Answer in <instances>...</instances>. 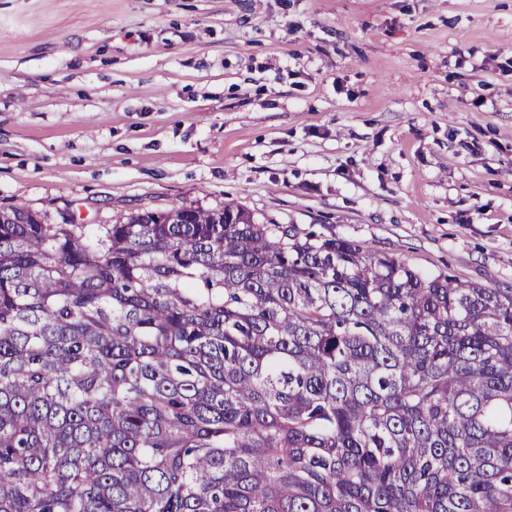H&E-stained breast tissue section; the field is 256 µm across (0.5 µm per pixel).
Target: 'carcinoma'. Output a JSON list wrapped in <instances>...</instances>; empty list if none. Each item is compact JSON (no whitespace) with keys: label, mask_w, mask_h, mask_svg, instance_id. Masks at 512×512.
Masks as SVG:
<instances>
[{"label":"carcinoma","mask_w":512,"mask_h":512,"mask_svg":"<svg viewBox=\"0 0 512 512\" xmlns=\"http://www.w3.org/2000/svg\"><path fill=\"white\" fill-rule=\"evenodd\" d=\"M0 512H512V289L230 205L0 210Z\"/></svg>","instance_id":"obj_1"}]
</instances>
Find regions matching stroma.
<instances>
[{
	"label": "stroma",
	"instance_id": "stroma-1",
	"mask_svg": "<svg viewBox=\"0 0 512 512\" xmlns=\"http://www.w3.org/2000/svg\"><path fill=\"white\" fill-rule=\"evenodd\" d=\"M243 207L512 288V0H0V208Z\"/></svg>",
	"mask_w": 512,
	"mask_h": 512
}]
</instances>
